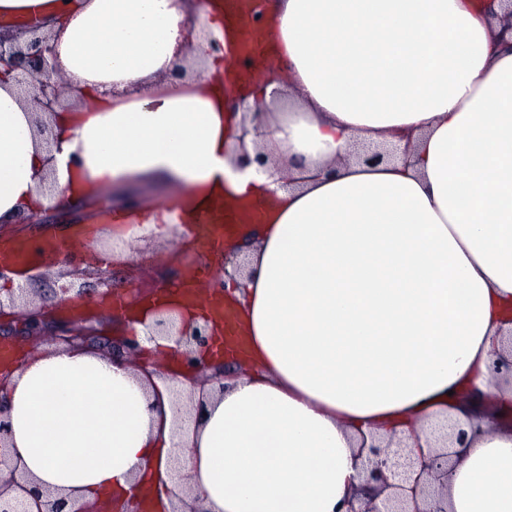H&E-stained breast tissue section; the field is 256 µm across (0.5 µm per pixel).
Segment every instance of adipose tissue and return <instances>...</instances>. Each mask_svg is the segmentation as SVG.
<instances>
[{"instance_id": "adipose-tissue-1", "label": "adipose tissue", "mask_w": 512, "mask_h": 512, "mask_svg": "<svg viewBox=\"0 0 512 512\" xmlns=\"http://www.w3.org/2000/svg\"><path fill=\"white\" fill-rule=\"evenodd\" d=\"M498 0H270L259 122L229 110L224 0H0L57 43L69 102L49 123L0 80V224L106 201L113 255L144 236L192 245L201 214L237 213L247 267L224 288L245 371L198 387L154 372L171 336L126 309L139 363L46 346L0 391L20 472L66 512L151 490L164 512H345L363 436L434 447L446 414L478 424L451 512H512V383L492 361L512 328V42ZM202 69V80L173 78ZM409 153L364 163L356 151ZM266 155L264 171L239 154ZM166 199L162 208L152 195ZM202 405L176 433L171 405Z\"/></svg>"}]
</instances>
